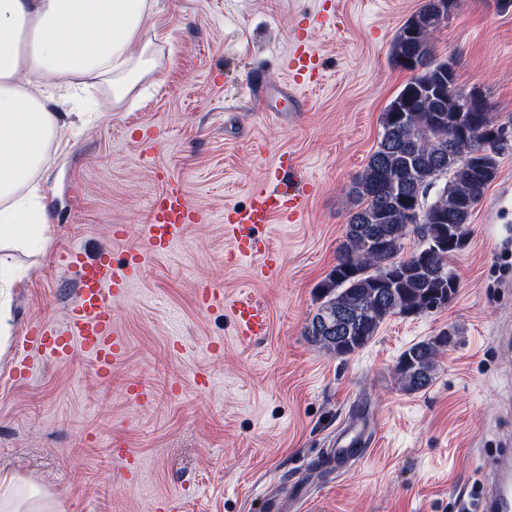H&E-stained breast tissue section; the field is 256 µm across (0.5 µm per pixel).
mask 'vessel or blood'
<instances>
[{"instance_id": "1", "label": "vessel or blood", "mask_w": 512, "mask_h": 512, "mask_svg": "<svg viewBox=\"0 0 512 512\" xmlns=\"http://www.w3.org/2000/svg\"><path fill=\"white\" fill-rule=\"evenodd\" d=\"M287 70L293 84L303 88L315 84L320 73V60L306 44L294 43L287 57ZM298 212L303 208L300 195L291 188L273 186L257 190L250 207L224 211L227 238L241 252L256 251L259 226L271 223L283 207ZM152 221L145 227L150 250L167 249L182 237L187 224L195 220V211L179 186L170 185L151 202ZM147 252L131 255L124 264H114L107 255L83 258L78 250L64 255L67 266L76 269L78 288L76 300L67 321L57 325L45 323L28 336L22 345L43 352L58 361L70 359L74 353L86 355L95 367L108 371L125 354L126 342L112 319V304L122 299L130 283L145 265ZM229 309L236 321L240 339L249 341L262 335L267 318L262 308L248 300H236ZM486 494L481 512H512V459L499 460L493 471L483 476Z\"/></svg>"}]
</instances>
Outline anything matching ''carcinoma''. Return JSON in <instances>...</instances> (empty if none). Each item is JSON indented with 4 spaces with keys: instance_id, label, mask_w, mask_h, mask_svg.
I'll return each instance as SVG.
<instances>
[{
    "instance_id": "cac0c4a2",
    "label": "carcinoma",
    "mask_w": 512,
    "mask_h": 512,
    "mask_svg": "<svg viewBox=\"0 0 512 512\" xmlns=\"http://www.w3.org/2000/svg\"><path fill=\"white\" fill-rule=\"evenodd\" d=\"M443 24L434 0L400 28L391 45L395 64L413 55L424 62L381 117L382 132L366 166L346 190L351 204L336 264L321 283L323 301L305 334L326 351L347 356L362 349L391 316H418L447 306L458 283L450 259L466 246L474 197L496 180L500 149H484L495 109L479 90L451 80L455 64L435 54L432 36ZM486 109L465 126L469 153L450 146L448 131L475 97ZM404 112L409 119L401 122ZM444 186L435 189L438 182ZM415 244L406 250L405 241ZM430 248L423 261L418 250ZM443 330L400 355L396 372L408 391L428 388L440 354L454 343Z\"/></svg>"
}]
</instances>
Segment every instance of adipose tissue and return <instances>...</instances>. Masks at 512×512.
Returning a JSON list of instances; mask_svg holds the SVG:
<instances>
[{"mask_svg":"<svg viewBox=\"0 0 512 512\" xmlns=\"http://www.w3.org/2000/svg\"><path fill=\"white\" fill-rule=\"evenodd\" d=\"M158 0H0V354L11 334L12 253L45 249L49 214L38 174L61 130L58 109L87 119L89 84L119 109L154 71ZM0 512H62L57 497L0 465Z\"/></svg>","mask_w":512,"mask_h":512,"instance_id":"ef3b65f1","label":"adipose tissue"}]
</instances>
